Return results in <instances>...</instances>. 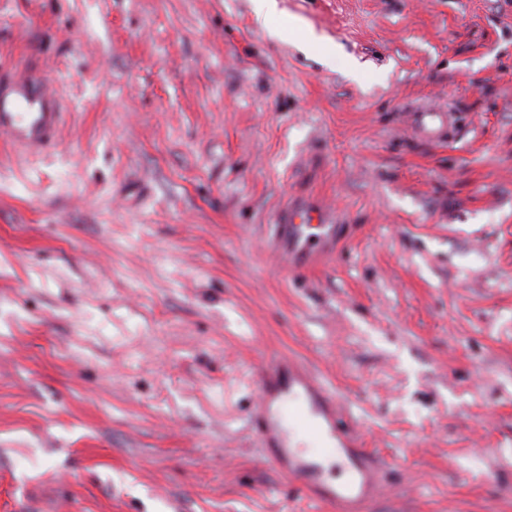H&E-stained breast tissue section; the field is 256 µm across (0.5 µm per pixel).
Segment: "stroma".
Wrapping results in <instances>:
<instances>
[{
  "label": "stroma",
  "mask_w": 512,
  "mask_h": 512,
  "mask_svg": "<svg viewBox=\"0 0 512 512\" xmlns=\"http://www.w3.org/2000/svg\"><path fill=\"white\" fill-rule=\"evenodd\" d=\"M0 0V512H325L265 460L290 358L381 461L370 512H512V0ZM456 113L445 139L416 110ZM336 226L312 270L273 235ZM46 79L33 70L24 78L0 77V132L28 152H40L55 141L62 112Z\"/></svg>",
  "instance_id": "35a3bbf8"
}]
</instances>
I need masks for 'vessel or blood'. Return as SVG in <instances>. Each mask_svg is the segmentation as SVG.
Returning <instances> with one entry per match:
<instances>
[{
  "label": "vessel or blood",
  "mask_w": 512,
  "mask_h": 512,
  "mask_svg": "<svg viewBox=\"0 0 512 512\" xmlns=\"http://www.w3.org/2000/svg\"><path fill=\"white\" fill-rule=\"evenodd\" d=\"M46 85L37 70L0 77V132L29 152L51 147L61 122L59 98ZM332 231L321 217L296 210L278 225L277 236L294 265L304 267ZM257 389L252 423L271 449L269 465L332 512H367L378 494L380 467L346 424L335 394L305 368L278 358L259 370Z\"/></svg>",
  "instance_id": "obj_1"
}]
</instances>
